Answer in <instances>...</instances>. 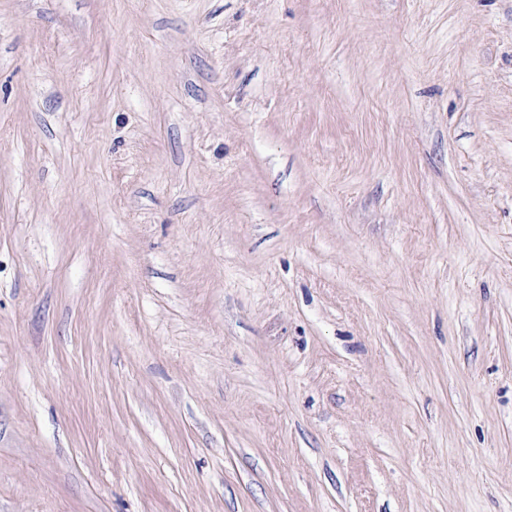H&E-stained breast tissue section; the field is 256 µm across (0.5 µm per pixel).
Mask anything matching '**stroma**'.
Segmentation results:
<instances>
[{"label": "stroma", "instance_id": "obj_1", "mask_svg": "<svg viewBox=\"0 0 512 512\" xmlns=\"http://www.w3.org/2000/svg\"><path fill=\"white\" fill-rule=\"evenodd\" d=\"M0 512H512V0H0Z\"/></svg>", "mask_w": 512, "mask_h": 512}]
</instances>
